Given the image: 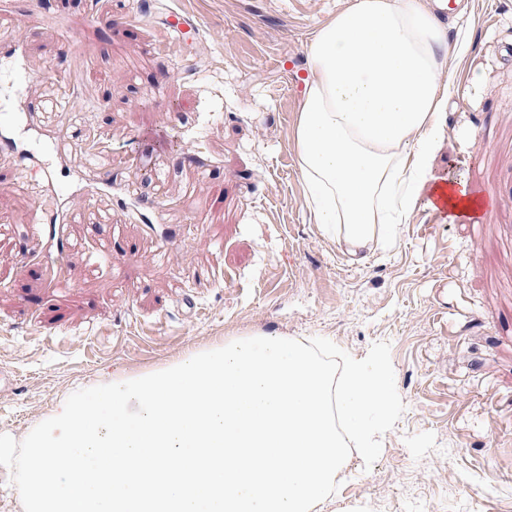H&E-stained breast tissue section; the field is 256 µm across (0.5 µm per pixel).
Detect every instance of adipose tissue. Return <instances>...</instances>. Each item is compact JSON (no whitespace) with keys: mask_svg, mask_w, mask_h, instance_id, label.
<instances>
[{"mask_svg":"<svg viewBox=\"0 0 512 512\" xmlns=\"http://www.w3.org/2000/svg\"><path fill=\"white\" fill-rule=\"evenodd\" d=\"M469 46V33L449 36L427 0H354L314 31L293 145L312 223L352 259L393 248L432 206Z\"/></svg>","mask_w":512,"mask_h":512,"instance_id":"adipose-tissue-1","label":"adipose tissue"}]
</instances>
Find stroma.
<instances>
[{"mask_svg": "<svg viewBox=\"0 0 512 512\" xmlns=\"http://www.w3.org/2000/svg\"><path fill=\"white\" fill-rule=\"evenodd\" d=\"M145 2L125 22L115 0H0L19 40L0 68L45 74L0 85V138L82 193L40 116L65 85L75 148L110 151L114 174L111 196L70 228L67 287L50 291L51 252L29 227L51 195L0 163V367L13 382L0 434H24L101 374L231 337H323L358 353L386 342L404 412L325 512H512V0H469L473 43L434 162L495 194L483 229L422 209L394 249L362 262L310 223L292 145L307 44L350 0ZM171 11L198 35L180 41ZM130 183L154 227L117 202ZM101 212L121 227L112 271L88 264L108 234ZM198 268L214 280H195Z\"/></svg>", "mask_w": 512, "mask_h": 512, "instance_id": "stroma-1", "label": "stroma"}]
</instances>
